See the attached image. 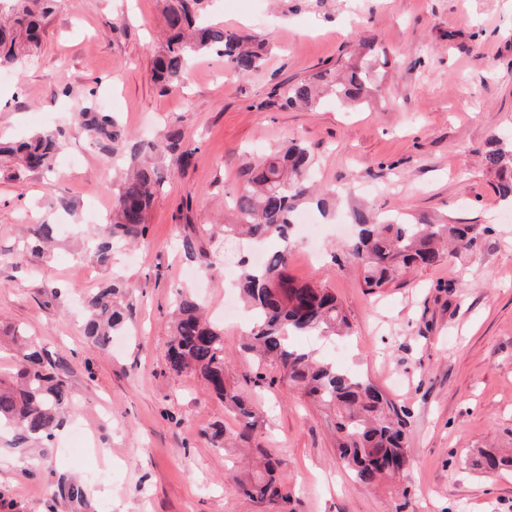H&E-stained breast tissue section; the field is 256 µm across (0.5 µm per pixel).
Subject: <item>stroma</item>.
Wrapping results in <instances>:
<instances>
[{
    "label": "stroma",
    "mask_w": 512,
    "mask_h": 512,
    "mask_svg": "<svg viewBox=\"0 0 512 512\" xmlns=\"http://www.w3.org/2000/svg\"><path fill=\"white\" fill-rule=\"evenodd\" d=\"M160 0H63L41 46L0 72V138L48 127L67 132L58 174L0 175V371L12 367L19 328L64 367L73 405L50 448L16 452L0 436V512H81L61 499L78 479L94 512H512V470L467 469L478 448H512V204L481 163L492 134H512V0H215L213 24L268 38L263 66L248 78L222 58L194 60L182 89L151 80L165 40ZM379 68V90L346 107L325 98L317 111L283 109L294 83L336 69L359 45ZM112 113L133 140L180 128L193 152L163 164L166 188L153 203L144 241L119 248L112 270L78 255L97 227L89 210L111 208L121 166L76 127L85 106ZM306 143L325 208L304 206L316 233L294 226L290 265L298 281L329 288L347 314L351 342L302 348L367 375L407 419L409 465L379 486L355 483L337 453L328 416L240 350L247 317L228 319L224 301L235 261L200 275L181 240L200 224H232L234 199L250 167ZM71 208L63 210L59 202ZM388 220L470 224L480 240L464 262L418 269L365 288L345 253L353 212ZM58 220L69 236L49 255L16 252L35 217ZM126 282L128 327L103 353L81 331L86 296L110 275ZM193 286L224 321V375L256 411L249 442L235 439L233 413L202 381L169 373L168 312ZM223 425L224 449L204 437ZM93 451L83 460L76 428ZM261 448L278 459L289 500L279 507L245 496L232 462Z\"/></svg>",
    "instance_id": "35a3bbf8"
}]
</instances>
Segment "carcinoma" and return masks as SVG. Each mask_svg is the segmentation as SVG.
<instances>
[{"mask_svg": "<svg viewBox=\"0 0 512 512\" xmlns=\"http://www.w3.org/2000/svg\"><path fill=\"white\" fill-rule=\"evenodd\" d=\"M209 2L163 0L167 39L154 55L152 67L154 82L162 91L181 88L191 62L211 52L224 56L240 78L261 67L267 42L202 25ZM59 3L61 0H10V19L0 22V71L14 68L30 47L40 44L42 20ZM342 68L344 74L339 79L336 73L325 71L289 86L281 107L314 111L326 95L346 106L363 104L376 84L375 72L350 61ZM79 120L101 149L111 154L121 151L126 158L127 171L118 184L112 211L99 226L90 253L93 263L110 269L116 243L136 245L146 237L150 207L164 184L160 163L169 156L184 158L192 148L180 130H171L156 142H133L112 114L93 108L79 113ZM63 136L60 128L43 129L15 143L0 142V158L12 163L15 179L28 173H51ZM482 162L497 174L500 197L512 199V138L492 136ZM311 164L308 148L301 142H290L283 153L250 172L236 198L241 222L221 229L227 239L245 235L258 245L278 241L277 248L266 252L261 266L253 268L241 261L238 284L252 314L249 341L241 349L256 352L260 360L280 373V378L328 411L340 460L355 482L371 486L395 477L408 463L407 413L370 378L319 360L292 343L294 336L342 337L351 330L335 295L326 288L300 283L289 273L293 253L290 228L299 205L312 197ZM354 223L358 231L348 242L346 253L360 266L363 282L370 289L380 288L412 269L451 263L461 253L472 251L477 242L473 228L464 224H376L359 212ZM56 231L55 224L35 225L33 238L20 256H43L44 245L54 239ZM204 236L214 238L212 228L205 224L196 236L185 237L182 246L191 254L199 252L202 271L207 274L219 260L197 247L198 239ZM121 288V282L114 279L87 300L82 332L102 350L125 323V314L117 304ZM13 339L23 349L16 355L13 379H0V431L13 433L14 444L19 447L30 441L49 442L65 424L70 388L57 366L45 362L24 336L15 333ZM224 361V330L203 318L195 295L177 292L171 312L168 370L203 379L235 412L239 437L248 439L257 427V418L239 394L226 386ZM278 464L265 457L257 470L246 471L239 479L245 493L272 504L288 501V489L273 476ZM471 465L483 470L512 467V457L480 449Z\"/></svg>", "mask_w": 512, "mask_h": 512, "instance_id": "carcinoma-1", "label": "carcinoma"}]
</instances>
